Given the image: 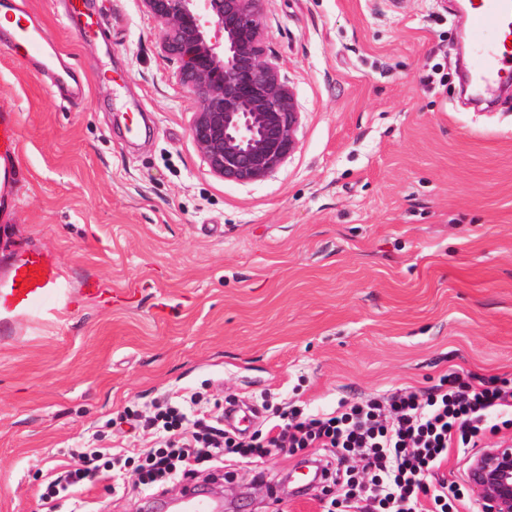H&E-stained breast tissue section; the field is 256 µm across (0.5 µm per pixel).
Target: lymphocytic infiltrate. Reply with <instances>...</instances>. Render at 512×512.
I'll return each mask as SVG.
<instances>
[{"mask_svg":"<svg viewBox=\"0 0 512 512\" xmlns=\"http://www.w3.org/2000/svg\"><path fill=\"white\" fill-rule=\"evenodd\" d=\"M263 408L266 431L246 436L188 421L180 406L157 403L145 421L159 435L156 447L135 455L81 449L74 464L45 485L41 498H64L72 512H91L84 490L110 470L127 469L136 483L164 486L232 457L322 448L332 459L321 465L320 479L341 488L330 501L332 512H459L466 505L464 484L431 485L426 476L447 461L451 449L480 447L486 434L512 427V379L478 388L450 373L425 393L355 398L332 413L269 402Z\"/></svg>","mask_w":512,"mask_h":512,"instance_id":"f902f5d3","label":"lymphocytic infiltrate"}]
</instances>
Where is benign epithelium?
Wrapping results in <instances>:
<instances>
[{
	"instance_id": "7a95c632",
	"label": "benign epithelium",
	"mask_w": 512,
	"mask_h": 512,
	"mask_svg": "<svg viewBox=\"0 0 512 512\" xmlns=\"http://www.w3.org/2000/svg\"><path fill=\"white\" fill-rule=\"evenodd\" d=\"M162 23L160 47L181 62L177 81L198 101L191 137L210 171L253 183L297 148L294 94L266 55L263 0H144ZM485 512H512V448H489L468 470Z\"/></svg>"
}]
</instances>
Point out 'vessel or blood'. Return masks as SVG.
I'll list each match as a JSON object with an SVG mask.
<instances>
[{
  "label": "vessel or blood",
  "instance_id": "b4317fda",
  "mask_svg": "<svg viewBox=\"0 0 512 512\" xmlns=\"http://www.w3.org/2000/svg\"><path fill=\"white\" fill-rule=\"evenodd\" d=\"M0 17L12 24L9 40L26 61L41 62L48 49L46 38L32 17L19 14L13 0H0ZM468 24L475 52L471 69L483 94H493L502 82L512 79V0H470ZM19 150L17 124L11 115L0 116V158ZM41 268L42 281H35L33 268ZM14 281L0 290V311L41 314L44 305L62 287L54 264L40 252H30L14 265Z\"/></svg>",
  "mask_w": 512,
  "mask_h": 512
}]
</instances>
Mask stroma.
Instances as JSON below:
<instances>
[{
    "label": "stroma",
    "mask_w": 512,
    "mask_h": 512,
    "mask_svg": "<svg viewBox=\"0 0 512 512\" xmlns=\"http://www.w3.org/2000/svg\"><path fill=\"white\" fill-rule=\"evenodd\" d=\"M62 0L37 15L82 97L54 94L0 33V111L18 120L0 223V288L25 253L67 287L44 318L0 320V512H47L48 478L82 448H150L114 426L171 396L207 415L271 395L330 412L455 371L512 379V87L460 92L456 0H264L268 54L301 112L293 156L264 180L210 172L144 0H90L88 37ZM301 454L225 461L234 512H323L291 496ZM159 492L106 476L96 512Z\"/></svg>",
    "instance_id": "35a3bbf8"
}]
</instances>
